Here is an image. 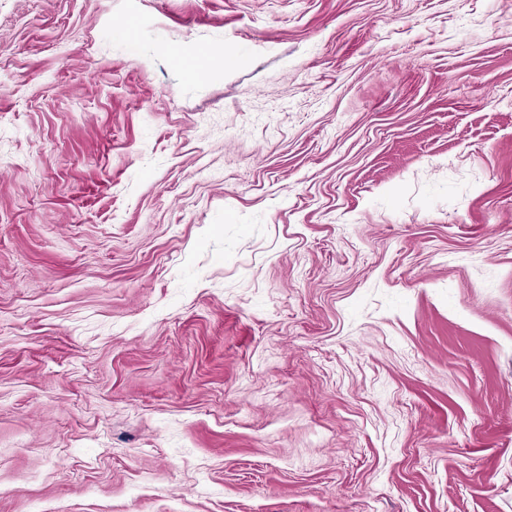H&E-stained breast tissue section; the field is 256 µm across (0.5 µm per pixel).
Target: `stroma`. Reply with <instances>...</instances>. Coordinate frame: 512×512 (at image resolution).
Segmentation results:
<instances>
[{"label":"stroma","mask_w":512,"mask_h":512,"mask_svg":"<svg viewBox=\"0 0 512 512\" xmlns=\"http://www.w3.org/2000/svg\"><path fill=\"white\" fill-rule=\"evenodd\" d=\"M512 512V0H0V512Z\"/></svg>","instance_id":"obj_1"}]
</instances>
